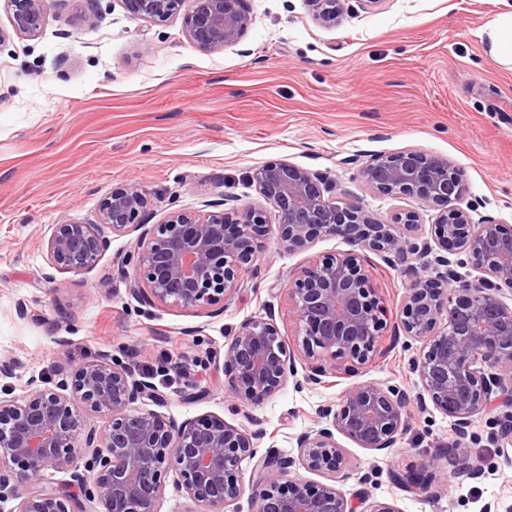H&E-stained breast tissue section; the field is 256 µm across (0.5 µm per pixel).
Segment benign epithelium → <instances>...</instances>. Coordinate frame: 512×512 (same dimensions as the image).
Instances as JSON below:
<instances>
[{
	"label": "benign epithelium",
	"mask_w": 512,
	"mask_h": 512,
	"mask_svg": "<svg viewBox=\"0 0 512 512\" xmlns=\"http://www.w3.org/2000/svg\"><path fill=\"white\" fill-rule=\"evenodd\" d=\"M16 34L34 38L49 0H8ZM133 16L164 22L183 13L186 37L205 51L242 40L251 25L244 0H121ZM314 19L333 25L349 0H308ZM361 176L384 195L412 196L443 206L431 237L438 246L434 262L445 268L437 279L414 265L397 321L386 310L367 273L365 252L385 254L393 264L432 252L420 244L421 224L408 213L403 223L385 224L361 206L336 203V183L286 161L258 167L252 183L279 214L277 235L287 250H304L320 237L344 241L350 249L316 260L300 270L288 287L297 314V343L288 345L274 310L228 332L224 378L236 408L255 430L219 417L179 422L132 405L149 398L163 401L153 375L136 373L134 364L103 352L58 374L53 386L30 381L23 400L0 397V500L17 501L13 512H87L85 503H101L103 512H159L165 477L173 471L181 489L204 512H224L244 491L241 463L255 461L249 485L252 512H355L338 483L347 479L339 432L359 448H392L403 434L407 407L420 412L427 402L453 421L457 437L468 435L473 417L507 408L500 441L512 445V229L475 224L454 205L464 187V171L445 158L415 150L379 156L361 168ZM146 190L130 181L112 190L93 223L54 225L45 243L46 259L64 273L92 270L107 250L103 228L139 235L124 259L129 291L147 306H171L210 313L224 310L242 286V276L268 235L261 208L224 209V203L198 210H174L146 227ZM463 253L478 271L459 277L450 256ZM448 318L443 324L441 320ZM404 347L419 344L409 359L423 393L410 398L396 386L357 384L337 404L318 412L325 425L297 438L298 461L273 447L257 455L260 422L247 412L297 379L296 353L308 360L304 381L315 385L336 375L353 377L389 352L384 338ZM88 414L105 418L101 428L84 424ZM86 459L84 469L74 466ZM327 482L290 479L294 464ZM71 467L73 498L44 481L48 470ZM402 490L429 493L430 483L414 474H394Z\"/></svg>",
	"instance_id": "benign-epithelium-1"
}]
</instances>
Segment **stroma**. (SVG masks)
<instances>
[{"label": "stroma", "instance_id": "stroma-1", "mask_svg": "<svg viewBox=\"0 0 512 512\" xmlns=\"http://www.w3.org/2000/svg\"><path fill=\"white\" fill-rule=\"evenodd\" d=\"M253 23L235 46L207 52L186 38L181 16L149 24L121 0H100L98 21L85 22L84 0H52L37 38L0 44V359L15 365L0 395H27L30 379L55 381L60 370L98 352L129 351L138 368L155 372L164 405L142 399L177 421L219 416L241 425L224 385L228 328L274 310L284 336L296 334L287 286L315 258L347 245L320 238L286 251L272 230L242 288L223 312L140 305L129 293L122 260L135 234L110 236L98 265L86 273L52 268L42 244L54 225L94 222L112 190L130 180L148 191L150 223L176 209L266 207L251 182L255 168L285 160L335 179L337 198L384 223L418 215L429 239L437 204L374 192L361 167L373 156L416 149L466 172L457 205L473 223L512 227V65L488 55L487 25L512 0H381L374 9L350 0L336 25L313 17L307 0H245ZM366 268L397 314L408 284L402 264L381 254ZM403 346L374 359L357 376L285 389L251 412L266 430L258 452L277 448L298 457V436L318 426L321 405L361 383L422 391ZM190 366L205 396L184 401ZM500 411L476 415L459 456L439 455L452 443L451 420L436 409L411 412L393 448L371 451L344 435L349 479L340 487L399 512H512V456L498 440ZM478 479L462 480V463ZM432 464L430 493L401 490L392 473Z\"/></svg>", "mask_w": 512, "mask_h": 512}]
</instances>
